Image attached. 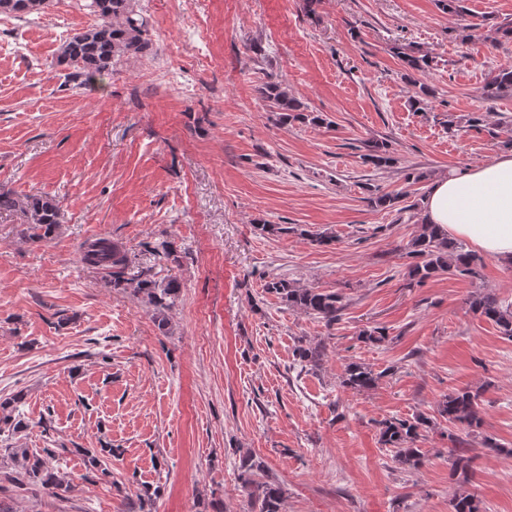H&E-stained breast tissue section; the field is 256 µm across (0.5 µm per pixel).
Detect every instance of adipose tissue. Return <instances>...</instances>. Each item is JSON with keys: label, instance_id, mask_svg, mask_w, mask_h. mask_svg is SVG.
<instances>
[{"label": "adipose tissue", "instance_id": "ef3b65f1", "mask_svg": "<svg viewBox=\"0 0 512 512\" xmlns=\"http://www.w3.org/2000/svg\"><path fill=\"white\" fill-rule=\"evenodd\" d=\"M422 221L468 240L482 253L512 263V152L438 177L423 201Z\"/></svg>", "mask_w": 512, "mask_h": 512}]
</instances>
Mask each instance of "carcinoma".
I'll return each instance as SVG.
<instances>
[{
	"label": "carcinoma",
	"mask_w": 512,
	"mask_h": 512,
	"mask_svg": "<svg viewBox=\"0 0 512 512\" xmlns=\"http://www.w3.org/2000/svg\"><path fill=\"white\" fill-rule=\"evenodd\" d=\"M46 0H0V13L25 15L44 8ZM87 9L98 22L93 27L74 34L63 42L57 64L74 69L72 76L82 81H92L98 76L113 72L114 65L123 57L143 56L151 50L147 38L149 21L135 9V0H87ZM491 26L494 34L504 40L512 41V23L489 24L483 19L479 23H469L462 31ZM395 54L408 71H421L429 66L428 55H419L401 47L393 48ZM486 99L495 100L512 93V67H500L488 77L485 84ZM260 96L271 102L275 109V121L288 125L300 123H322L324 119L312 112L301 111L300 103L288 92V86L270 79L259 88ZM364 162L376 168L390 167L395 158L389 151V145L383 141H374L363 155ZM0 211H19L24 217L25 228L22 237L32 244H47L53 240L61 224V209L57 202L38 195L23 198L10 191L0 190ZM258 229L271 236H284L300 232L318 244L328 243L333 237L323 233H311L305 229L290 227L286 224L258 225ZM84 263L104 271L112 278V287L123 288L142 297L151 308L159 328L168 325L167 313L174 305L181 288L177 278L169 276L158 279L149 270L137 275L128 273L127 256L121 246L110 240L85 242L81 246ZM408 254L417 259L408 275L418 283L441 273L458 272L474 277L483 265L482 258L466 249L464 245L443 233L436 224H422L418 234L410 241ZM265 292L274 295L293 309L315 316L328 328L336 325L345 308L343 297L337 292H327L319 288L301 286L285 279L272 278L265 285ZM472 310L493 322L501 335L512 339V306L505 305L494 294L479 292L471 301ZM325 357V347L316 343L303 345L298 341L295 348V360L306 368L320 366ZM383 376L368 366L349 362L345 365L341 385L358 392L375 388ZM480 391L461 390L449 394L438 405V415L450 425H460L465 436L448 434V440L454 443L449 452L454 456L453 474L464 485L469 481L472 456L469 455L470 438L481 425L478 411ZM23 396L15 395L0 401V433L9 429L19 432L27 428V422L20 418L17 404ZM436 422L422 414L411 418H385L378 423L379 442L382 447L393 453L394 460L408 469H417L422 463L424 452L413 443L425 433L435 429ZM90 469L103 474L108 472V461L119 455V451L108 445L101 448H81ZM24 460L23 471L5 476L12 486L20 488L26 484H38L44 488L65 489L68 482L65 476L50 468L47 459L55 455L52 448L20 449ZM265 462L251 454L242 457L238 479L241 488L252 501L254 512H281L280 506L284 490L281 484L265 476ZM452 507L454 512H480L479 502L474 494L458 489L454 494Z\"/></svg>",
	"instance_id": "1"
}]
</instances>
